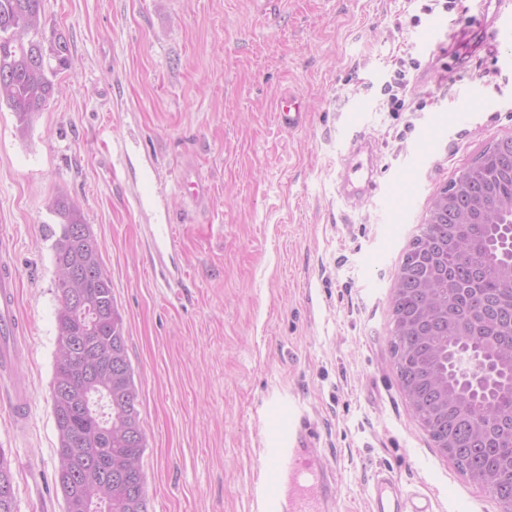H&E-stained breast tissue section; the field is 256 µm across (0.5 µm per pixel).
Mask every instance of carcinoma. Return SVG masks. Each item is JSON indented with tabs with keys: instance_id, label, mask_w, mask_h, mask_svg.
Listing matches in <instances>:
<instances>
[{
	"instance_id": "cac0c4a2",
	"label": "carcinoma",
	"mask_w": 512,
	"mask_h": 512,
	"mask_svg": "<svg viewBox=\"0 0 512 512\" xmlns=\"http://www.w3.org/2000/svg\"><path fill=\"white\" fill-rule=\"evenodd\" d=\"M44 24V0H0V105L15 113L22 137L52 99L53 77L69 65L66 41L46 52ZM456 180L469 182V194H454L450 184L433 198L396 272L401 288L428 280L448 312L424 339L402 334L401 317L393 313L391 349L398 376L409 370L419 383L427 412L417 420L432 441L455 442L452 461L464 476L478 469L494 475L484 488L499 501L512 492V378L494 366L472 365L482 374V397L472 407L451 396L442 402L435 385L446 372L449 342L505 355L512 350V211L498 209L512 198V138L495 141ZM471 196L484 210L471 212L468 224L455 223ZM49 209L59 226L50 231L54 266L79 274L69 284L56 283L57 345H77L69 367L54 363L57 454H66L56 487L64 501L83 504V512H148L147 499L138 495L146 443L112 281L80 206L59 195ZM86 305L91 322L76 314Z\"/></svg>"
}]
</instances>
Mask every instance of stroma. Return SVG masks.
I'll use <instances>...</instances> for the list:
<instances>
[{"label":"stroma","instance_id":"stroma-1","mask_svg":"<svg viewBox=\"0 0 512 512\" xmlns=\"http://www.w3.org/2000/svg\"><path fill=\"white\" fill-rule=\"evenodd\" d=\"M70 65L19 137L0 109V251L26 326L14 382L28 423L0 447L17 512H64L51 385L59 308L50 199L77 202L123 320L146 439L149 512H255L275 476L260 449L292 403L336 475L332 512H371L379 471L434 512H501L412 416L390 352L397 268L433 197L512 136V48H483L477 0H44ZM444 20L442 48H423ZM404 58L407 111L384 83ZM458 77L443 87L444 68ZM476 91L470 123L457 97ZM293 94L305 125L279 131ZM374 150L376 188L345 197L352 144ZM155 193L138 203L143 174ZM150 224L174 227L151 273Z\"/></svg>","mask_w":512,"mask_h":512}]
</instances>
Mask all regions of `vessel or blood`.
I'll list each match as a JSON object with an SVG mask.
<instances>
[{"label": "vessel or blood", "instance_id": "b4317fda", "mask_svg": "<svg viewBox=\"0 0 512 512\" xmlns=\"http://www.w3.org/2000/svg\"><path fill=\"white\" fill-rule=\"evenodd\" d=\"M497 26L492 45L512 40V0H496ZM306 114L293 98L280 101L275 112L278 128L290 132L301 128ZM17 277L10 268L0 269V377L8 373L18 359V336L24 326L15 306ZM312 436L305 417L288 414L284 433L266 439L262 456L275 471L280 485L273 491H261V512H327L335 496L332 472L316 460L311 451ZM372 512H433L430 499L403 493L392 474L378 473L370 490Z\"/></svg>", "mask_w": 512, "mask_h": 512}]
</instances>
